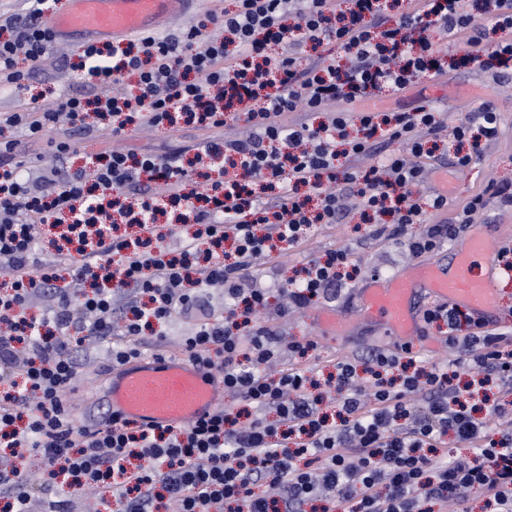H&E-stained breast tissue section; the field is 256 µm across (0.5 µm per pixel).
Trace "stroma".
I'll return each instance as SVG.
<instances>
[{
  "label": "stroma",
  "mask_w": 512,
  "mask_h": 512,
  "mask_svg": "<svg viewBox=\"0 0 512 512\" xmlns=\"http://www.w3.org/2000/svg\"><path fill=\"white\" fill-rule=\"evenodd\" d=\"M81 51L77 42L56 43L49 58L34 67L23 89L0 91V113L40 105L41 94L45 91L64 97L116 93L118 87L115 84L82 80L76 67ZM448 53V72L443 77H420L403 93L385 95L376 101L362 100L353 104L352 109L356 112L373 108L409 109L427 101L454 117L479 106L482 101H492L500 118L496 143L468 171L460 172L450 167L448 157L443 156L438 160V169L428 175L427 189L447 193L448 203L453 206L482 191L490 180L512 179V84L490 86L473 66L459 62L458 57L463 53L461 46L449 45ZM204 137L203 131L192 126L175 131H132L121 140L112 139L108 132L100 131L90 138L75 139L67 165L74 170L90 168L93 155L112 149L163 155L175 147L198 143ZM343 247L352 248V259L359 272L346 282L336 301L330 304L320 301L309 306L305 313L273 321L277 331L287 340L314 341L315 348L307 359L311 366L322 367L343 356L359 359L380 346L396 347V339L382 321L362 315L365 288L376 275L393 277L408 273L421 262L445 266L450 261L448 248L444 245L417 256L404 245L372 239L367 226L361 223L358 214L353 213L342 223L314 226L302 246H288L272 253L258 266L257 283L266 287L275 281L287 282L311 259ZM110 357L106 348L95 345L89 348L86 373L73 397L79 419H88L93 414L98 394L106 382L101 367Z\"/></svg>",
  "instance_id": "obj_1"
}]
</instances>
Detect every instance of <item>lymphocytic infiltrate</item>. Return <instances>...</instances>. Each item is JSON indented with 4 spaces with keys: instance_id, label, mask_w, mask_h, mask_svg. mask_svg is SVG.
<instances>
[{
    "instance_id": "obj_1",
    "label": "lymphocytic infiltrate",
    "mask_w": 512,
    "mask_h": 512,
    "mask_svg": "<svg viewBox=\"0 0 512 512\" xmlns=\"http://www.w3.org/2000/svg\"><path fill=\"white\" fill-rule=\"evenodd\" d=\"M473 2L407 0L393 20L387 0H233L190 28L146 32L124 49L84 47L88 77H131V91L0 113V383L10 386L0 395V447L36 461L29 469L0 464V512H29L37 493L48 498L45 512H73L75 498L105 488L116 512L160 505L166 512H305L314 500L322 512H426L428 503L460 506L475 495L494 512H512V398L480 413L453 383L462 373L473 393L491 385L512 395L511 326L462 321L456 307L425 309L426 322L448 328L447 358L423 359L406 343L371 351L360 368L337 361L328 380L338 407L331 421L308 391L312 369L300 362L307 345L289 343L294 364L269 374L281 352L258 319L268 290L250 284L257 259L306 241L309 225L336 223L353 208L374 236L406 240L417 255L456 240L488 202L512 208V181L493 180L441 224L447 195L423 190L435 144L452 139L453 165L464 172L497 138L491 102L451 121L426 101L408 111L340 106L316 125L286 120L445 75L437 37L465 44L489 83H503L512 76V0H483L486 26ZM54 7V0H20L19 11L0 18L10 30L0 38V89L22 87L30 66L49 56ZM308 46L328 52L309 64ZM234 112L250 126L248 139L224 137ZM91 115L116 139L131 127L195 125L209 133L196 160L235 174L189 192L179 152L112 150L98 153L89 172L27 176L6 130L37 137L65 125L54 143L63 160ZM381 140L404 150L365 165ZM157 182L163 194L152 191ZM166 203L176 224L198 227L176 249L165 243L176 224L158 222ZM45 227L77 244L57 254V265L72 272L70 287H59L57 265L39 261ZM351 263L350 249L339 248L302 267L278 287L284 313L334 299ZM216 285L224 310L214 316L206 290ZM37 302L44 307L38 319L28 314ZM178 314L196 320L183 352L219 375L253 418L239 423L220 405L182 427L146 428L120 419L102 399L91 419L76 421L72 396L87 344L111 349L118 365L141 356L158 337L156 324ZM269 409L276 422L266 420ZM449 436L469 454L448 456Z\"/></svg>"
}]
</instances>
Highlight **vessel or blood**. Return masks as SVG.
<instances>
[{
  "instance_id": "obj_1",
  "label": "vessel or blood",
  "mask_w": 512,
  "mask_h": 512,
  "mask_svg": "<svg viewBox=\"0 0 512 512\" xmlns=\"http://www.w3.org/2000/svg\"><path fill=\"white\" fill-rule=\"evenodd\" d=\"M184 0H66L51 18L57 38L82 34L89 38L152 31L178 16ZM486 265L483 277L471 271L474 259ZM500 266L489 237L470 233L465 249L457 252L452 269L427 266L411 278L376 282L368 289L369 313L382 316L393 334L411 335L415 316L412 300L424 293L450 305L464 304L476 314L492 307ZM222 384L180 356L141 357L114 368L106 388L114 413L137 423L178 426L210 416Z\"/></svg>"
}]
</instances>
